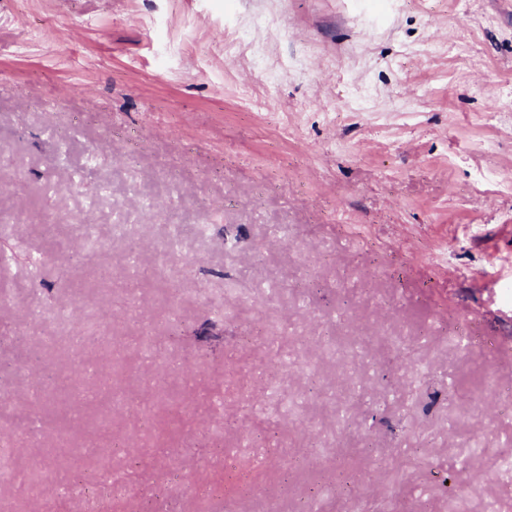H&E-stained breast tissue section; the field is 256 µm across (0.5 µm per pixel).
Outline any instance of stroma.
I'll use <instances>...</instances> for the list:
<instances>
[{
  "label": "stroma",
  "instance_id": "stroma-1",
  "mask_svg": "<svg viewBox=\"0 0 512 512\" xmlns=\"http://www.w3.org/2000/svg\"><path fill=\"white\" fill-rule=\"evenodd\" d=\"M366 2L0 0V512H512V0Z\"/></svg>",
  "mask_w": 512,
  "mask_h": 512
}]
</instances>
